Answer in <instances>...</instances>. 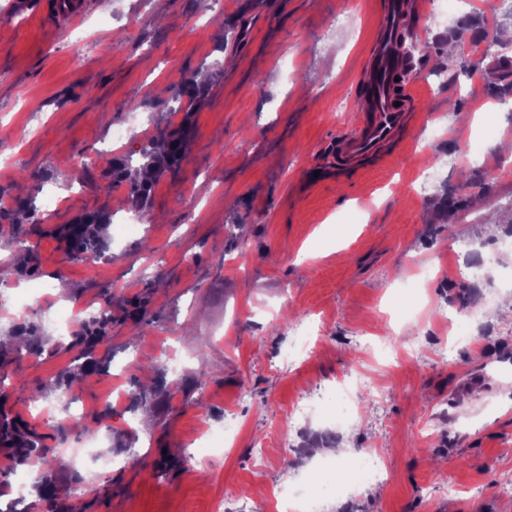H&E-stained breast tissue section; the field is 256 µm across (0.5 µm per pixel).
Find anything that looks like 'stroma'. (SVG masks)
Listing matches in <instances>:
<instances>
[{
    "mask_svg": "<svg viewBox=\"0 0 512 512\" xmlns=\"http://www.w3.org/2000/svg\"><path fill=\"white\" fill-rule=\"evenodd\" d=\"M493 2L467 0L444 27L412 17L425 43L408 79L420 98L413 139L379 165L313 181L309 168L326 163L359 91L377 0H224L219 15L209 0H94L64 30L26 0H0V251L14 269L0 304L48 291L25 319L0 316V332L35 337L39 349L18 363L0 352V376L23 374L0 391V417L21 408L59 456V484L91 485L79 512H217L228 497L234 512H256L273 483L360 448L383 454L387 481L324 501L321 512H512L502 490L512 479V391L502 379L512 374V320L499 316L512 309V288L484 302L471 282L440 272L457 242L491 247L512 231V176L498 146L512 111L487 128L470 109L476 98L512 99V75L493 69L478 43L512 32ZM241 21L237 43L229 31ZM463 67L477 73L467 90L439 85V72ZM129 122L139 141L113 145V129ZM161 131L184 140L179 163L141 156ZM459 140L481 142V160L438 167ZM127 156L134 172L113 174ZM437 167L440 179L421 187V172ZM136 211L142 237H119ZM86 214L103 222L92 263L63 240ZM18 238L29 251L15 250ZM404 288L419 289L430 319L482 310L473 343L445 351L431 336L389 359L367 355L361 340L387 332ZM77 299L112 313L111 342L87 372L74 368V339L51 328ZM304 316L327 318L326 343L293 372L269 370ZM162 340L176 373L158 362ZM359 367L372 388L362 416L340 429L302 421L296 449L281 448L270 427L287 422L300 393ZM116 385L132 399L107 403ZM64 391L104 432L116 466L75 461L81 431L65 415L37 416L34 398L51 406ZM229 411L235 446L187 465L185 444ZM143 413L149 426L129 430ZM428 418L425 441L417 428ZM13 453L0 437L6 506L36 495L34 468L14 466ZM132 455L140 468L119 466Z\"/></svg>",
    "mask_w": 512,
    "mask_h": 512,
    "instance_id": "35a3bbf8",
    "label": "stroma"
}]
</instances>
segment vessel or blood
<instances>
[{
	"label": "vessel or blood",
	"instance_id": "obj_1",
	"mask_svg": "<svg viewBox=\"0 0 512 512\" xmlns=\"http://www.w3.org/2000/svg\"><path fill=\"white\" fill-rule=\"evenodd\" d=\"M38 4L61 29L78 23L91 6L90 0H38ZM424 7L425 0H379L377 33L360 76L363 92L347 130L337 133L327 146L337 172L352 174L379 164L411 138L419 99L411 87H400L397 78L414 69L402 51L404 21Z\"/></svg>",
	"mask_w": 512,
	"mask_h": 512
}]
</instances>
